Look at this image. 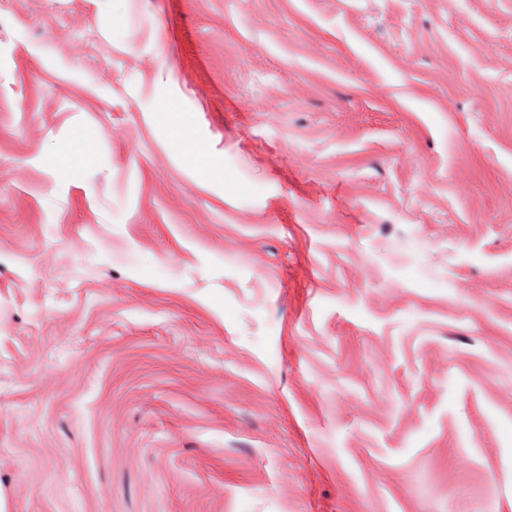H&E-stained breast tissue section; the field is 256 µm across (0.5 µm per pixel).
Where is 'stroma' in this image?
I'll use <instances>...</instances> for the list:
<instances>
[{
    "label": "stroma",
    "instance_id": "35a3bbf8",
    "mask_svg": "<svg viewBox=\"0 0 512 512\" xmlns=\"http://www.w3.org/2000/svg\"><path fill=\"white\" fill-rule=\"evenodd\" d=\"M0 98L5 512H512V0H19Z\"/></svg>",
    "mask_w": 512,
    "mask_h": 512
}]
</instances>
